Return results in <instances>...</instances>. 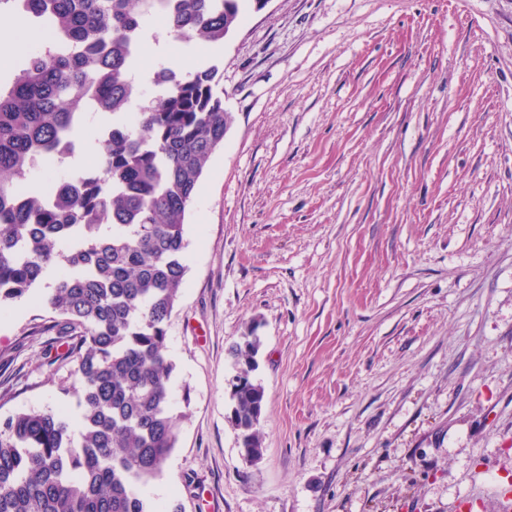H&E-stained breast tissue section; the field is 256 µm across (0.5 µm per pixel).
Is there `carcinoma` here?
<instances>
[{"label":"carcinoma","mask_w":512,"mask_h":512,"mask_svg":"<svg viewBox=\"0 0 512 512\" xmlns=\"http://www.w3.org/2000/svg\"><path fill=\"white\" fill-rule=\"evenodd\" d=\"M55 39L0 88V310L44 279L49 326L76 363L80 432L62 410L0 419V512H182L143 494L176 448L166 325L187 275L185 218L232 116L217 66L146 94L132 76L148 19L221 43L258 0H15ZM99 112L84 111L90 96ZM140 101L139 111L131 108ZM112 117L102 174L56 176L95 116ZM256 328L229 347L227 421L244 460L263 455Z\"/></svg>","instance_id":"carcinoma-1"}]
</instances>
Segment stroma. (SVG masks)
<instances>
[{"label": "stroma", "mask_w": 512, "mask_h": 512, "mask_svg": "<svg viewBox=\"0 0 512 512\" xmlns=\"http://www.w3.org/2000/svg\"><path fill=\"white\" fill-rule=\"evenodd\" d=\"M167 324L183 512H512V0H269ZM48 283L0 313V418L74 408ZM259 323L264 455L226 422Z\"/></svg>", "instance_id": "obj_1"}]
</instances>
